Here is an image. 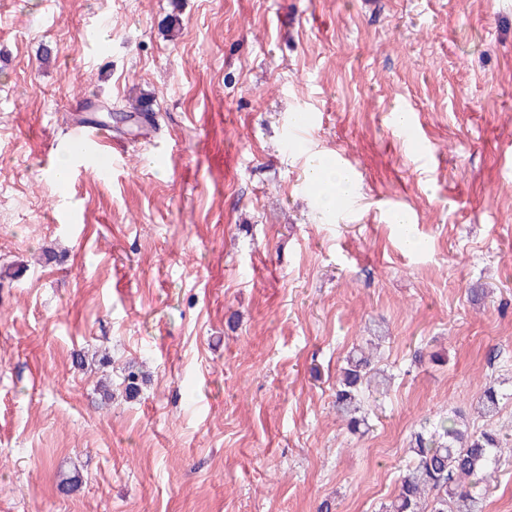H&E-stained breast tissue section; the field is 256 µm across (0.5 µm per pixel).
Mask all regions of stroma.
I'll list each match as a JSON object with an SVG mask.
<instances>
[{
    "label": "stroma",
    "instance_id": "1",
    "mask_svg": "<svg viewBox=\"0 0 512 512\" xmlns=\"http://www.w3.org/2000/svg\"><path fill=\"white\" fill-rule=\"evenodd\" d=\"M139 95L111 175L59 186L78 100ZM454 410L512 434V0H0V512H383ZM306 175L312 184L317 185L321 206L325 210L335 209L343 198L350 196L351 176L321 156L309 159ZM380 375L371 369L369 355L363 350L352 353L346 359V365L341 370L338 388L336 390L335 406L337 413L346 421L347 426L357 430L364 419L357 416L361 411V393L364 388Z\"/></svg>",
    "mask_w": 512,
    "mask_h": 512
}]
</instances>
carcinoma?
<instances>
[{
  "label": "carcinoma",
  "instance_id": "1",
  "mask_svg": "<svg viewBox=\"0 0 512 512\" xmlns=\"http://www.w3.org/2000/svg\"><path fill=\"white\" fill-rule=\"evenodd\" d=\"M377 377L364 351L346 359L335 406L349 428L361 424V393ZM501 399L503 393L488 386L480 398L479 413L495 417ZM506 445L507 439L493 429L472 430L461 417L442 418L433 430L415 434L409 448L413 465L407 468L398 494L385 506V512H483L484 498Z\"/></svg>",
  "mask_w": 512,
  "mask_h": 512
}]
</instances>
